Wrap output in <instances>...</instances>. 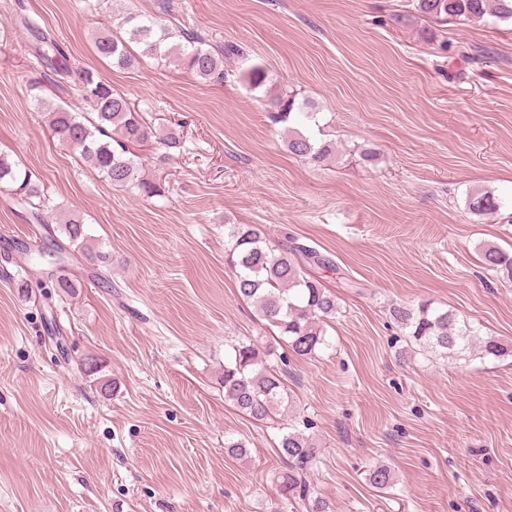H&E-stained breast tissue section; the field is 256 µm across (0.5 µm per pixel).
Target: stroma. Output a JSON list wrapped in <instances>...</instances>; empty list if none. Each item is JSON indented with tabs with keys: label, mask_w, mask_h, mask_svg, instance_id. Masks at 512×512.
Wrapping results in <instances>:
<instances>
[{
	"label": "stroma",
	"mask_w": 512,
	"mask_h": 512,
	"mask_svg": "<svg viewBox=\"0 0 512 512\" xmlns=\"http://www.w3.org/2000/svg\"><path fill=\"white\" fill-rule=\"evenodd\" d=\"M132 11L169 15L214 44L224 82L177 65L118 70L92 37ZM50 32L72 69L94 70L181 149L164 166L138 148L147 198L115 188L55 138L35 109L87 106L47 83L27 23ZM265 66L251 90L241 73ZM317 105L336 158L288 153L267 118L282 91ZM375 149L368 164L359 152ZM38 178L54 216H81L108 252L107 282L81 252L74 292L21 248L36 225L0 192V512H291L272 483L275 424L224 399L230 345L272 333L225 262L228 224H257L331 256L339 311L318 357L280 369L318 448L310 476L335 512H512V356L442 359L390 315L431 302L478 336L512 344V284L480 248L512 251V25H441L411 0H0V154ZM497 213L478 216L470 189ZM242 441L245 454L225 445ZM392 487H372L376 464ZM468 207L476 215H487L497 212L500 202L487 191L475 190L468 195Z\"/></svg>",
	"instance_id": "obj_1"
}]
</instances>
